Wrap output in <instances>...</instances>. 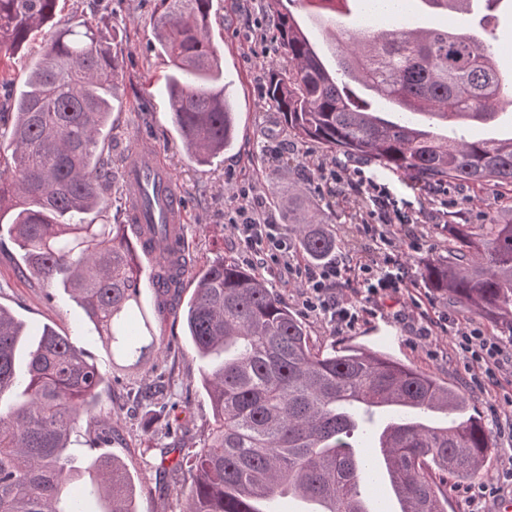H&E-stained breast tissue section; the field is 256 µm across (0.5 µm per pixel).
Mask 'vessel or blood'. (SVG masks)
I'll return each mask as SVG.
<instances>
[{
	"instance_id": "obj_1",
	"label": "vessel or blood",
	"mask_w": 512,
	"mask_h": 512,
	"mask_svg": "<svg viewBox=\"0 0 512 512\" xmlns=\"http://www.w3.org/2000/svg\"><path fill=\"white\" fill-rule=\"evenodd\" d=\"M123 180L131 223H186L169 170L154 149L140 148L135 159L125 166Z\"/></svg>"
}]
</instances>
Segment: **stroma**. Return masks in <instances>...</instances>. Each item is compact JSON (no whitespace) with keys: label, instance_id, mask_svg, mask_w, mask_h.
<instances>
[{"label":"stroma","instance_id":"35a3bbf8","mask_svg":"<svg viewBox=\"0 0 512 512\" xmlns=\"http://www.w3.org/2000/svg\"><path fill=\"white\" fill-rule=\"evenodd\" d=\"M155 9L156 0H65L59 14L64 22L92 23L104 41L117 43L122 51L118 99L112 111L113 223L126 221L125 159L130 151L148 144L162 155L183 197L192 267L223 256L244 263L245 256L230 228L243 193L249 202L258 203L272 215L291 243L288 261L293 268L307 267V259L295 247L297 227L289 223L280 202L289 181L300 178L310 199L327 216L340 252L366 261L374 259V242L356 229L370 212V202L355 192L351 179L327 187L318 170L334 166V158L320 144L294 136L280 113L264 103L268 68L282 63L283 55L261 0H213L210 35L224 55V80L236 105L238 126L233 147L205 165L189 157L171 123L165 93L171 66L156 49ZM291 10L326 66L335 68L336 51L324 32L333 18L330 13L298 0ZM345 168L350 174L364 173L384 187L396 209L410 219L408 230L419 244L418 249L406 253L412 268L420 261L447 255L444 226L449 216L458 217L463 224H480L505 204L500 191L492 186L478 188L455 181L412 188L402 175L370 162H349ZM19 262L9 236L0 237V306L21 319L30 333L48 325L71 336L95 361L109 380L96 411L114 437L109 453L124 464L135 482L136 512H182L188 480L186 471L176 469L175 462L182 452L201 448L213 424L202 363L182 326L186 302L195 287L193 280H186L180 300L162 314L157 311L153 289L141 287L140 302L152 321L156 348L139 368L127 370L113 361L93 324L68 295L19 276ZM273 287L303 322L315 347L363 345L434 373L443 383L464 392L494 444L478 479L483 482L496 476L507 459L506 448L512 445L498 430V421L508 408L506 399L512 397V375L475 387L449 338L447 322H467L498 337L503 334L501 328L478 314L464 312L454 300L420 287L412 297L386 300L385 313L363 315L354 329L339 330L305 307L296 284H284L277 277ZM435 319L440 325L432 337L420 339V328ZM175 422L180 425L177 434H168V425Z\"/></svg>","mask_w":512,"mask_h":512}]
</instances>
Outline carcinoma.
Masks as SVG:
<instances>
[{
	"label": "carcinoma",
	"instance_id": "1",
	"mask_svg": "<svg viewBox=\"0 0 512 512\" xmlns=\"http://www.w3.org/2000/svg\"><path fill=\"white\" fill-rule=\"evenodd\" d=\"M485 2L421 0L460 18ZM59 0H0V71L32 36L47 38L12 99L0 131V218L21 252L22 275L61 288L95 325L100 341L130 367L155 349L140 333L141 268L131 225L111 223L112 151L101 136L117 99L120 58L88 23L60 25ZM212 0H158L153 29L173 70L166 76L172 123L200 163L229 149L234 112L223 61L209 23ZM265 9L288 66H271L265 103L288 129L336 157L363 158L416 187L462 181L494 185L512 197V137L468 140L388 120L377 102L436 124H487L512 107V78L499 60L512 44L481 40L467 29L364 24L328 28L338 65L329 70L282 0ZM95 214L92 219L89 214ZM288 223L298 245L323 264L336 251L327 219L288 191ZM162 252H178L181 227L153 224ZM450 256L419 264L417 279L464 310L512 334V205L482 224H446ZM184 316L203 362V385L215 424L203 446L177 460L189 489L183 512H281L287 499L322 501V512H377L356 507L360 488L383 479L371 455L356 451L359 432L383 438L385 460L415 512H447L446 478L475 479L491 444L467 396L431 375L364 347H314L303 323L263 274L218 258L193 272ZM25 325L0 306V512H134L132 484L114 457L95 459L90 484L69 465L71 434L95 424L105 383L97 365L68 336L44 326L16 358ZM443 413L432 426L423 417Z\"/></svg>",
	"mask_w": 512,
	"mask_h": 512
}]
</instances>
